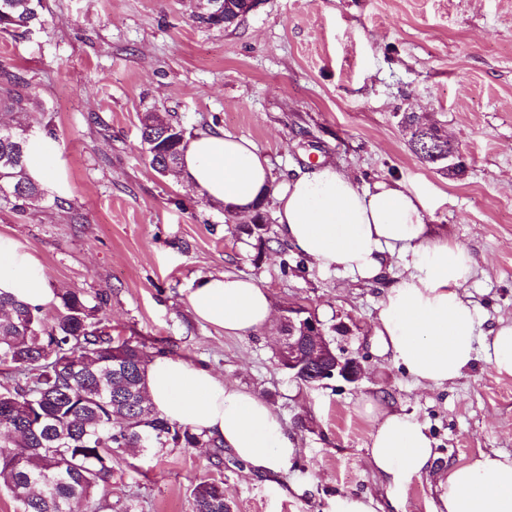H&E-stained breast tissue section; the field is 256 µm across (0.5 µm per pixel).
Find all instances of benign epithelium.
<instances>
[{"instance_id": "7a95c632", "label": "benign epithelium", "mask_w": 512, "mask_h": 512, "mask_svg": "<svg viewBox=\"0 0 512 512\" xmlns=\"http://www.w3.org/2000/svg\"><path fill=\"white\" fill-rule=\"evenodd\" d=\"M288 309V325L291 331L302 332L300 336L288 335L281 338L278 347L280 359L288 365L289 373L299 379L306 366L326 359L328 366L317 381L336 376L348 383H356L362 378L363 369L357 359L332 354L331 344L314 317L296 318L292 312L294 306L290 305Z\"/></svg>"}]
</instances>
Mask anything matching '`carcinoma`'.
I'll use <instances>...</instances> for the list:
<instances>
[{
  "label": "carcinoma",
  "mask_w": 512,
  "mask_h": 512,
  "mask_svg": "<svg viewBox=\"0 0 512 512\" xmlns=\"http://www.w3.org/2000/svg\"><path fill=\"white\" fill-rule=\"evenodd\" d=\"M244 0H224L223 15H198L206 24H237ZM41 0H0V33L41 24ZM34 94L15 75L0 85V106L26 114ZM399 123L408 146L422 162L448 175L428 149L448 151V137L434 121L422 124L414 112ZM141 137L150 165L163 176L179 174L186 131L152 112L140 119ZM26 129L0 122V198L24 212L44 199L43 188L26 172ZM261 258L269 248L265 205L256 207L250 223L236 224ZM106 296L93 304L82 293L60 295L56 314L0 295V373L11 383L0 386V488L19 512H78L95 489L112 479V458L122 448H213L223 445L187 426L160 417L146 395V372L153 359L142 341L112 336L102 312ZM195 512H231L224 483L200 481L191 489Z\"/></svg>",
  "instance_id": "obj_1"
}]
</instances>
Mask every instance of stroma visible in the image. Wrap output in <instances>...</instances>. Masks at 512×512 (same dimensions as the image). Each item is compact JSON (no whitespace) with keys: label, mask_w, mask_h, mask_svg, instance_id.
<instances>
[{"label":"stroma","mask_w":512,"mask_h":512,"mask_svg":"<svg viewBox=\"0 0 512 512\" xmlns=\"http://www.w3.org/2000/svg\"><path fill=\"white\" fill-rule=\"evenodd\" d=\"M198 0H42L39 26L0 34V75L34 89L29 135L52 126L64 194L19 213L0 200V235L43 263L54 294L108 297L112 333L210 368L256 392L300 452L286 472H248L232 452L123 449L94 496L99 512H194L191 489L223 482L233 512H329L369 494L380 512H433L435 475L482 451L512 454V377L477 356L442 389L416 386L368 337L384 284L303 261L270 222V250L226 224L223 207L149 165L144 113L187 137L221 130L250 139L276 183L326 157L361 181L425 189L426 221L464 246V288L482 330L512 318V0H261L237 25L197 18ZM424 113L459 149L450 177L409 150L401 113ZM219 273L253 278L275 310L315 311L337 354L358 359V383H300L276 357L277 324L227 336L193 314L188 295ZM365 397L413 415L435 441L427 475L390 489L368 462Z\"/></svg>","instance_id":"1"}]
</instances>
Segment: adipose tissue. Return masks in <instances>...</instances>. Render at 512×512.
I'll list each match as a JSON object with an SVG mask.
<instances>
[{
    "label": "adipose tissue",
    "mask_w": 512,
    "mask_h": 512,
    "mask_svg": "<svg viewBox=\"0 0 512 512\" xmlns=\"http://www.w3.org/2000/svg\"><path fill=\"white\" fill-rule=\"evenodd\" d=\"M60 156L55 138L30 137V178L63 192ZM181 176L242 217L259 202H272L283 239L321 270L374 282L390 272L393 258L402 259L405 273L383 295L371 343L417 385L444 387L481 353L498 374L512 376V320H499L484 342H477L482 319L463 294L474 260L458 243L432 232L423 189L399 180L363 186L325 158L281 187L251 140L225 132L191 138ZM0 294L33 306L53 297L41 261L4 236ZM188 303L198 318L228 336L257 332L274 316L265 289L229 274L202 279ZM147 392L160 416L223 442L252 472H284L299 453L297 439L267 401L183 358L156 357L147 370ZM363 410L370 423L369 462L390 487L405 489L428 472L434 441L425 426L370 398ZM436 490L434 512H512V455L479 453L438 473Z\"/></svg>",
    "instance_id": "1"
}]
</instances>
